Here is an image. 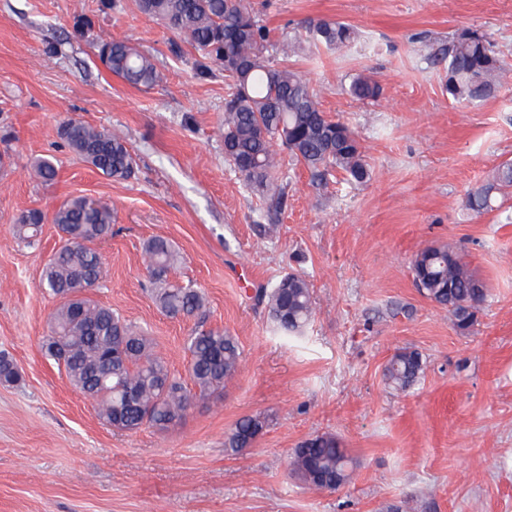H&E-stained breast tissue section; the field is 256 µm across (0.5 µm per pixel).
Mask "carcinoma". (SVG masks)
<instances>
[{"label":"carcinoma","mask_w":512,"mask_h":512,"mask_svg":"<svg viewBox=\"0 0 512 512\" xmlns=\"http://www.w3.org/2000/svg\"><path fill=\"white\" fill-rule=\"evenodd\" d=\"M137 8L162 21L223 68L231 90L224 102V159L251 188L263 191L274 181L279 168L273 150L276 142L324 185L334 169L358 182L366 179L368 170L355 132L331 119L309 82L286 64L289 57L303 52L302 42L286 35L274 41L247 0H137ZM357 36L353 26L338 20L321 19L308 28L309 42L330 50L350 46ZM273 53L282 56L285 64L273 63ZM97 56L111 74L131 86L150 87L159 79L153 58L129 39L100 44ZM431 61L444 65V90L456 103L484 101L501 87L505 64L492 41L475 30H461L442 52L431 54ZM349 93L358 100L375 101L382 89L374 79L358 76ZM60 135L103 175L115 180L134 175V157L120 134L66 120L60 125ZM33 170L44 185L55 182L57 170L50 159L36 160ZM510 189L511 161L500 164L489 180L468 193L466 207L476 213L493 211L498 208V196ZM43 221L41 212H25L13 224V232L20 242L35 246L34 226ZM52 223L68 239L43 269L45 288L61 299L51 314L53 336L47 339L45 349L52 354L58 342L71 348L66 373L76 388L96 402L107 423L126 432L144 426L166 430L184 419L195 397L205 398L224 389L239 367L241 352L235 337L201 325L189 337V373L198 389L195 396L153 353L151 340L111 308L88 297L70 300L88 286H99L103 278V259L96 243L112 236L109 204L74 198L53 212ZM144 253L161 309L172 317L202 318L205 302L201 291L190 283L169 279L180 260L174 246L163 237H153L144 244ZM410 269L419 291L448 310L457 330L473 326L487 292L457 252L449 246L426 247L413 256ZM258 301L286 338L300 336L313 315L309 283L301 273L281 276L272 288L259 291ZM423 372L422 355L403 349L385 366L384 379L390 387L406 390ZM266 426V418L260 414L238 419L225 436L224 453L237 455L252 447ZM289 466L307 488L335 491L349 482L353 460L334 436L323 434L302 442Z\"/></svg>","instance_id":"carcinoma-1"}]
</instances>
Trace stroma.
<instances>
[{
	"label": "stroma",
	"instance_id": "obj_1",
	"mask_svg": "<svg viewBox=\"0 0 512 512\" xmlns=\"http://www.w3.org/2000/svg\"><path fill=\"white\" fill-rule=\"evenodd\" d=\"M119 2L0 0V353L21 374L0 383V512H386L400 502L405 512H512V223L462 205L512 161V0H248L276 35L306 38L319 19L359 33L342 51L307 49L295 66L358 135L369 175L338 171L319 187L281 153L287 201L276 213L224 159L223 71L134 0ZM466 28L494 41L509 73L475 106L448 99L442 67L427 61ZM119 37L154 56L153 87L101 65L96 45ZM360 75L381 84L377 101L349 94ZM67 119L123 135L134 176L115 180L79 158L58 133ZM40 157L57 167L52 186L28 174ZM78 196L112 207L94 299L145 332L173 375L190 380L196 322L155 304L148 239L175 245L173 279L200 288L208 327L239 342L223 394L195 401L175 429L112 428L45 353L58 301L42 270L60 234L47 219L28 247L13 224ZM443 244L488 290L465 333L410 271L418 250ZM292 270L310 284L314 316L289 341L255 295ZM403 348L425 368L398 393L383 370ZM258 413L264 434L225 455V432ZM321 434L355 461L334 491L289 472L294 449Z\"/></svg>",
	"mask_w": 512,
	"mask_h": 512
}]
</instances>
